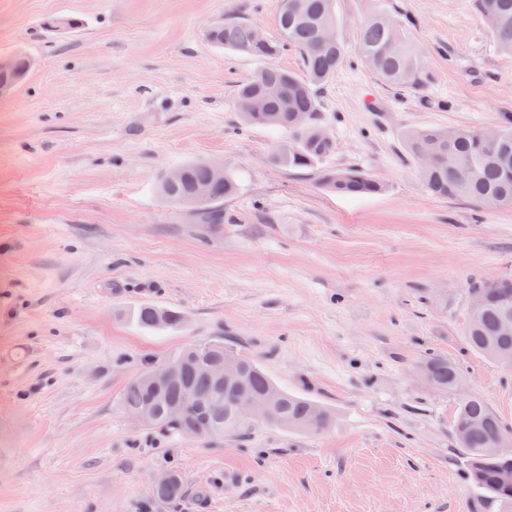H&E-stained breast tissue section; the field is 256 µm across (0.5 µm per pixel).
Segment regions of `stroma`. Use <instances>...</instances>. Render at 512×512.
<instances>
[{
  "instance_id": "stroma-1",
  "label": "stroma",
  "mask_w": 512,
  "mask_h": 512,
  "mask_svg": "<svg viewBox=\"0 0 512 512\" xmlns=\"http://www.w3.org/2000/svg\"><path fill=\"white\" fill-rule=\"evenodd\" d=\"M375 12L413 18L419 85L359 59ZM336 14L346 54L315 90L336 149L288 170L270 162L281 133L241 126L236 91L259 62L207 38L227 19L276 36L277 0H0V55L33 61L0 98V512H486L453 417L478 395L512 427V366L465 336L470 285L512 273V206L433 196L402 134L501 124L512 56L475 0H336ZM188 160L234 172L220 221L158 194ZM349 167L384 191L322 189ZM145 303L183 325L142 329ZM206 341L331 409L332 427L194 442L137 426L127 383ZM431 354L459 368L454 390L417 377ZM168 469L184 495L153 500Z\"/></svg>"
}]
</instances>
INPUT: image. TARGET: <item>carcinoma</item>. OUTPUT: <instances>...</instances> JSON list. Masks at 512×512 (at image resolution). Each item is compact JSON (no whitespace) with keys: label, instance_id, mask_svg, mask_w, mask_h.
Here are the masks:
<instances>
[{"label":"carcinoma","instance_id":"carcinoma-1","mask_svg":"<svg viewBox=\"0 0 512 512\" xmlns=\"http://www.w3.org/2000/svg\"><path fill=\"white\" fill-rule=\"evenodd\" d=\"M478 9L499 49L512 54V0H478ZM339 19L336 0H279L277 10L278 35L260 41L251 25L228 20L218 23L208 39L216 46L253 57L261 64L257 75L240 85L237 109L246 126L278 129L286 134L279 150L271 156L277 166L303 170L335 150L334 139L320 137L323 128L319 105L312 91L326 84L336 73L345 55V46L338 36ZM328 31L333 40L325 45L320 35ZM300 51L304 72L299 75L276 63L287 48ZM357 53L390 87H409L419 83L421 61L406 27L391 16L380 13L366 21L360 29ZM267 84H276L281 94H264ZM307 116V124H292L294 114ZM403 144L407 155L419 162L423 153L435 156V164L418 166L419 175L427 190L434 196L484 202L489 196L499 197L502 206L512 205V122L494 128L454 129L421 127L406 131ZM182 177L174 182L161 178L159 190L169 203L186 204L196 211L219 214L216 207L224 197L237 189L232 173L224 171V180L212 178L211 163L192 161L180 165ZM205 185L208 194L197 201L196 187ZM322 186L341 196L377 194L383 184L368 177L358 168L333 171L322 179ZM470 294L478 303L470 307L466 330L470 348L488 360L512 365V335L501 331L502 315L512 312V276L502 275L475 283ZM166 320L160 322L157 316ZM137 323L144 329L174 328L182 323L176 312L154 306H142L136 313ZM234 356L244 367L245 384L258 412H269L271 418L262 420L288 430L319 435L333 424V415L322 406L307 399L278 390L277 399L269 400L276 385L254 361L221 342H199L173 352L166 363L177 366L182 373L179 385L160 392L150 388L145 374L132 379L121 396L126 413L148 412V425L190 440H205L226 433H243L256 423L250 415L237 412L233 392L224 388V397L213 408L201 410L188 406L179 418L168 410L183 401L184 387L201 396L214 392V381L206 367ZM420 370L435 383V389L448 391L460 378L457 367L447 359L433 356L421 363ZM453 429L458 447L467 455L468 475L472 484L482 491L489 512H512V486L501 482L502 472L512 469V457L499 455L494 446L505 434L512 436L498 414L479 396L463 400L457 407ZM169 485L153 488V497L177 501L184 493V484L175 470L167 471Z\"/></svg>","mask_w":512,"mask_h":512}]
</instances>
